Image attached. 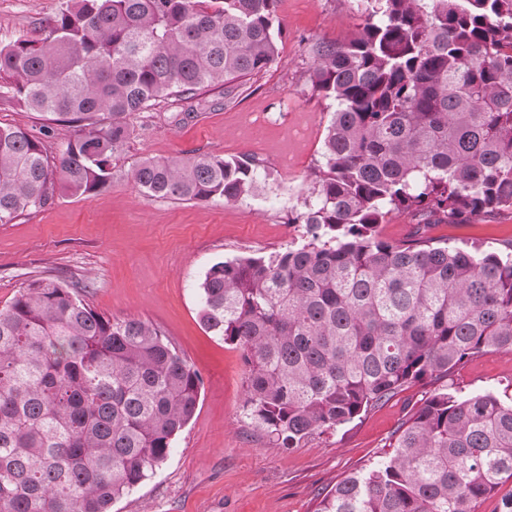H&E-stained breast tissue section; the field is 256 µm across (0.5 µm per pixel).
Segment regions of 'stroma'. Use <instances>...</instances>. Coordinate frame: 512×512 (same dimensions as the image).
<instances>
[{"instance_id":"1","label":"stroma","mask_w":512,"mask_h":512,"mask_svg":"<svg viewBox=\"0 0 512 512\" xmlns=\"http://www.w3.org/2000/svg\"><path fill=\"white\" fill-rule=\"evenodd\" d=\"M62 2L0 0V44L39 37ZM277 15L280 54L267 70L234 82L229 94L220 85L206 89L194 106L169 100L136 114L112 159L111 182L89 195H56L0 224V309L33 278L77 280L95 311L158 327L202 376L197 412L166 461L111 512H316L320 495L342 477L390 454L396 428L432 390L408 386L359 420L283 450L245 414L242 350L200 322L197 288L214 263L302 242L288 218L309 193L332 117L309 83L312 48L354 36L364 19L360 0H278ZM189 108L195 119L174 123ZM0 124L39 137L51 157L73 133L3 94ZM192 151L253 157L266 179L256 195L196 204L149 198L127 178L145 157ZM428 234L499 249L512 241V210L437 224ZM451 379L462 395L512 398V351L474 358Z\"/></svg>"}]
</instances>
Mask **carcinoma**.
Segmentation results:
<instances>
[{
  "label": "carcinoma",
  "instance_id": "obj_1",
  "mask_svg": "<svg viewBox=\"0 0 512 512\" xmlns=\"http://www.w3.org/2000/svg\"><path fill=\"white\" fill-rule=\"evenodd\" d=\"M278 0H65L38 38L0 45L17 105L75 128L56 156L0 125V224L112 180L128 119L268 69ZM364 26L317 44L310 81L335 106L302 210L305 242L213 264L212 335L243 350L246 416L278 448L362 417L404 387L512 350V244L451 247L431 224L512 209V0H362ZM147 196L236 202L248 156L146 157ZM425 214L401 243L378 227ZM81 282L33 279L0 309V512H110L162 464L199 406L200 373L152 324L106 318ZM512 481V401L432 391L393 453L317 512H475Z\"/></svg>",
  "mask_w": 512,
  "mask_h": 512
}]
</instances>
